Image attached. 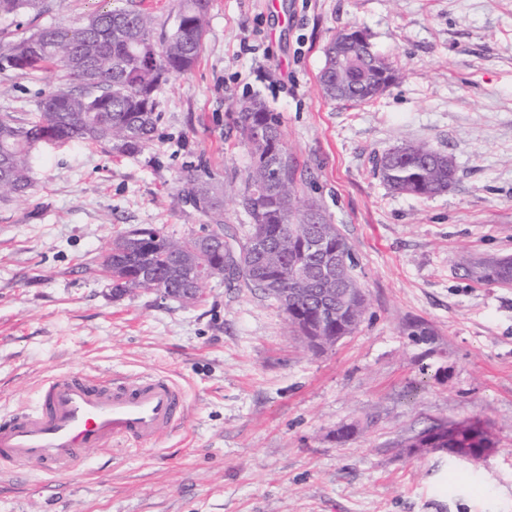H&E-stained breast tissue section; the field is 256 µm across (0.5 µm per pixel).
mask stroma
<instances>
[{
    "instance_id": "stroma-1",
    "label": "stroma",
    "mask_w": 512,
    "mask_h": 512,
    "mask_svg": "<svg viewBox=\"0 0 512 512\" xmlns=\"http://www.w3.org/2000/svg\"><path fill=\"white\" fill-rule=\"evenodd\" d=\"M127 5L50 0L39 24ZM347 28L398 71L373 101L320 90L323 48ZM60 83L50 65L0 70V112L28 117ZM254 95L280 113L306 193L354 252L368 312L323 351L244 284L213 278L186 307L113 296L98 269L129 227L205 233L178 198L191 169L224 185V221L245 234L232 196L250 159L229 112ZM159 98L142 153L43 147L29 193L0 202V421L67 372L168 377L184 420L150 450L90 449L74 474H0V512H512V287L459 265L512 255V0H213L196 65ZM403 140L452 156L455 188L388 190L375 160ZM463 418L490 427L484 462L408 454V438Z\"/></svg>"
}]
</instances>
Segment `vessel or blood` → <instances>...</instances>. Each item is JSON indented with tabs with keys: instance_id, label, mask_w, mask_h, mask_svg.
Masks as SVG:
<instances>
[{
	"instance_id": "1",
	"label": "vessel or blood",
	"mask_w": 512,
	"mask_h": 512,
	"mask_svg": "<svg viewBox=\"0 0 512 512\" xmlns=\"http://www.w3.org/2000/svg\"><path fill=\"white\" fill-rule=\"evenodd\" d=\"M184 406L183 390L163 376H53L33 410L0 424V471L36 463L53 476L77 472L89 449L120 443L146 447L165 439Z\"/></svg>"
}]
</instances>
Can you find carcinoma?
I'll list each match as a JSON object with an SVG mask.
<instances>
[{
    "mask_svg": "<svg viewBox=\"0 0 512 512\" xmlns=\"http://www.w3.org/2000/svg\"><path fill=\"white\" fill-rule=\"evenodd\" d=\"M212 0H178L174 26L154 39L152 15L136 4L91 15L78 27H42L0 53V70L29 71L44 62L56 64L68 86L43 96L39 112L22 120L0 113V197L24 195L32 188L31 173L44 133L50 143H104L115 153L135 156L152 141L160 118L158 94L169 77L196 64L205 38V20ZM48 0H0V16H40ZM325 62L319 76L323 94L331 100L370 101L396 80V69L369 45L349 42L338 32L323 49ZM232 128L247 148L250 165L243 179L239 205L250 225L244 241L232 245L224 224V189L209 177L193 171L183 176L182 196L207 218V232L175 239L152 226L133 227L112 240V254L99 266L110 279L112 295L136 290L186 287L191 268L213 270L228 264L230 281L278 299L266 280L299 295L298 312L288 321L301 336H350L365 319V296L352 270L354 258L346 238L327 218L320 204L304 196L298 164L283 143L279 113L254 96L231 113ZM386 187L399 194L429 198L452 189L457 181L453 158L433 146L402 141L378 160ZM317 228L329 251L347 254V266L338 275L332 299L335 318L318 317V257L304 247L308 226ZM270 237L269 249L254 247L259 230ZM460 266L479 284L512 287V257H461ZM149 269L153 278L140 279ZM480 425L478 437L449 435L448 447L472 446L486 440L488 427Z\"/></svg>",
    "mask_w": 512,
    "mask_h": 512,
    "instance_id": "obj_1",
    "label": "carcinoma"
}]
</instances>
